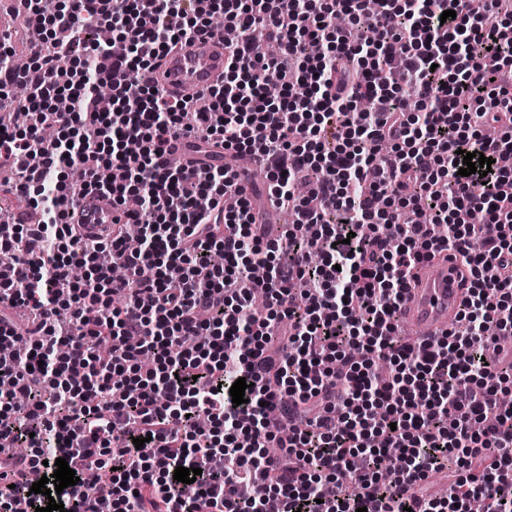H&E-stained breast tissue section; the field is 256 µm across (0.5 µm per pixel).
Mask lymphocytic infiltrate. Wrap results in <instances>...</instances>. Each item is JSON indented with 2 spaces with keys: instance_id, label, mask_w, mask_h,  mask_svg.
<instances>
[{
  "instance_id": "lymphocytic-infiltrate-1",
  "label": "lymphocytic infiltrate",
  "mask_w": 512,
  "mask_h": 512,
  "mask_svg": "<svg viewBox=\"0 0 512 512\" xmlns=\"http://www.w3.org/2000/svg\"><path fill=\"white\" fill-rule=\"evenodd\" d=\"M18 2L40 43L20 72L0 37V100L29 90L27 126L0 130V167L42 219L0 207L12 465L50 475L66 459L79 484L64 512H267L270 497L280 512H470L477 496L512 512V357L493 347L512 334V19L497 0ZM217 13L239 32L223 86L202 106L169 98L157 60ZM100 26L110 41L91 39ZM178 141L255 155L270 202L294 216L285 234L267 238L232 168L170 165ZM466 152L490 172L460 175ZM86 198L122 208L139 248L123 229L82 242ZM448 249L468 297L458 327L416 351L399 305L414 268ZM179 466L199 471L193 495ZM92 469L104 480L88 483ZM449 469L446 494H428Z\"/></svg>"
}]
</instances>
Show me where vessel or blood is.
<instances>
[{
    "label": "vessel or blood",
    "mask_w": 512,
    "mask_h": 512,
    "mask_svg": "<svg viewBox=\"0 0 512 512\" xmlns=\"http://www.w3.org/2000/svg\"><path fill=\"white\" fill-rule=\"evenodd\" d=\"M155 78L173 98L207 94L224 78L223 41L211 34L184 41L160 60ZM118 214L110 200H101L80 211L77 231L88 239L110 240ZM467 286L455 253L443 252L439 259L418 268L398 312L401 325L421 329L415 344H424L447 331L461 309Z\"/></svg>",
    "instance_id": "obj_1"
}]
</instances>
